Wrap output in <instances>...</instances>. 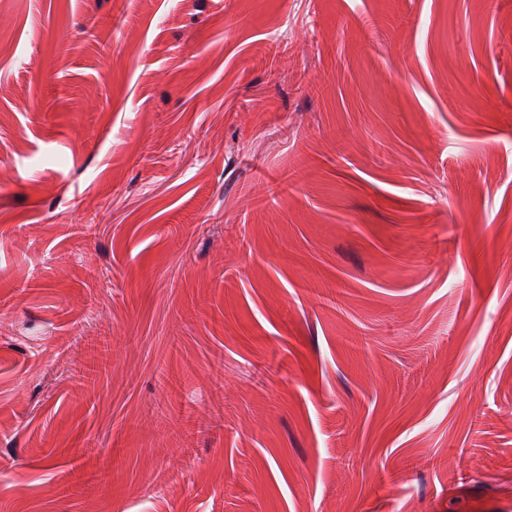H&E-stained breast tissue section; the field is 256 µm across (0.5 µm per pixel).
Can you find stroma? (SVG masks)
Returning <instances> with one entry per match:
<instances>
[{
    "label": "stroma",
    "mask_w": 512,
    "mask_h": 512,
    "mask_svg": "<svg viewBox=\"0 0 512 512\" xmlns=\"http://www.w3.org/2000/svg\"><path fill=\"white\" fill-rule=\"evenodd\" d=\"M0 512H512V0H0Z\"/></svg>",
    "instance_id": "35a3bbf8"
}]
</instances>
